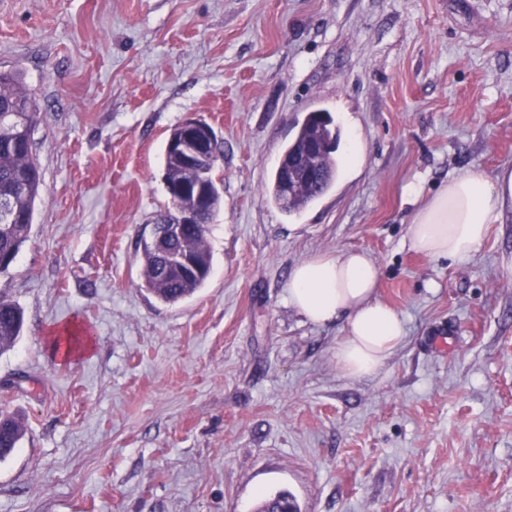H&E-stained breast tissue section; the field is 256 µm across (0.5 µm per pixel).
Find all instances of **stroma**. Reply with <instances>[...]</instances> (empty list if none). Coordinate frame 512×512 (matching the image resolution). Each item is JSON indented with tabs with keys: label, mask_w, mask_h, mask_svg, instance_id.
I'll use <instances>...</instances> for the list:
<instances>
[{
	"label": "stroma",
	"mask_w": 512,
	"mask_h": 512,
	"mask_svg": "<svg viewBox=\"0 0 512 512\" xmlns=\"http://www.w3.org/2000/svg\"><path fill=\"white\" fill-rule=\"evenodd\" d=\"M39 109L43 187L0 273L24 312L0 408L25 425L0 512H512V221L469 261L405 243L408 189L512 166V0H0V70ZM362 164L296 214L268 185L313 110ZM222 144L212 268L165 304L142 241L171 207L184 121ZM361 250L407 338L343 376V321L309 323L288 277ZM78 326L89 352L62 356ZM446 329L447 341L429 338ZM198 177L196 172L183 169L179 165V161L176 156L171 152H165V174H164V185L166 192L170 194V188L179 181H191Z\"/></svg>",
	"instance_id": "1"
}]
</instances>
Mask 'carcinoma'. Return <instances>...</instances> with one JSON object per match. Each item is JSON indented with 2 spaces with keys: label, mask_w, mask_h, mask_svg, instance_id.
<instances>
[{
  "label": "carcinoma",
  "mask_w": 512,
  "mask_h": 512,
  "mask_svg": "<svg viewBox=\"0 0 512 512\" xmlns=\"http://www.w3.org/2000/svg\"><path fill=\"white\" fill-rule=\"evenodd\" d=\"M39 112L23 85L18 71H0V197H10L14 219L0 222V272L7 270L16 260L21 247L28 240L35 205L40 198L43 182L41 168L33 149V125ZM322 142L324 149L313 167L319 172L314 180H297L292 189L288 206L282 210L295 213L321 196L333 182L330 175L338 164L333 156L336 151V132L332 118L322 111L308 113L294 139L282 154L283 160L303 153L309 142ZM198 174L179 165L176 156L165 153V188L179 181H191ZM221 195L216 194L207 204V214L200 224L186 227L181 238L170 243L174 251L194 254L200 270L191 276L183 274L177 266L165 264L161 253L145 243L142 249V277L146 290L158 300L175 304L192 296L207 280L211 270V253L206 239L207 225L212 223L221 209ZM23 316L18 305L0 296V351L11 346L20 335ZM25 426L13 414L0 410V460L8 458L19 447ZM262 507L273 512H286L297 507L293 495L287 491L262 501Z\"/></svg>",
  "instance_id": "obj_1"
}]
</instances>
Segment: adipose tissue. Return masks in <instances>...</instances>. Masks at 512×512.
Instances as JSON below:
<instances>
[{
  "instance_id": "obj_1",
  "label": "adipose tissue",
  "mask_w": 512,
  "mask_h": 512,
  "mask_svg": "<svg viewBox=\"0 0 512 512\" xmlns=\"http://www.w3.org/2000/svg\"><path fill=\"white\" fill-rule=\"evenodd\" d=\"M409 219L410 250L458 262L471 259L491 225L512 216V167L487 178L477 171L451 179L430 194L415 193ZM379 272L365 253L348 250L303 260L288 279V302L306 320H344L336 365L350 378L380 371L405 340L401 316L377 297Z\"/></svg>"
}]
</instances>
